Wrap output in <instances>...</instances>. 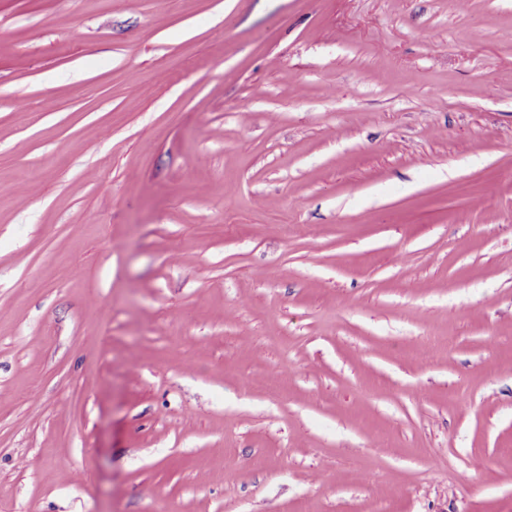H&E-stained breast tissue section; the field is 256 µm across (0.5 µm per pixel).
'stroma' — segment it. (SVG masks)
Listing matches in <instances>:
<instances>
[{
  "instance_id": "35a3bbf8",
  "label": "stroma",
  "mask_w": 512,
  "mask_h": 512,
  "mask_svg": "<svg viewBox=\"0 0 512 512\" xmlns=\"http://www.w3.org/2000/svg\"><path fill=\"white\" fill-rule=\"evenodd\" d=\"M0 512H512V0H0Z\"/></svg>"
}]
</instances>
